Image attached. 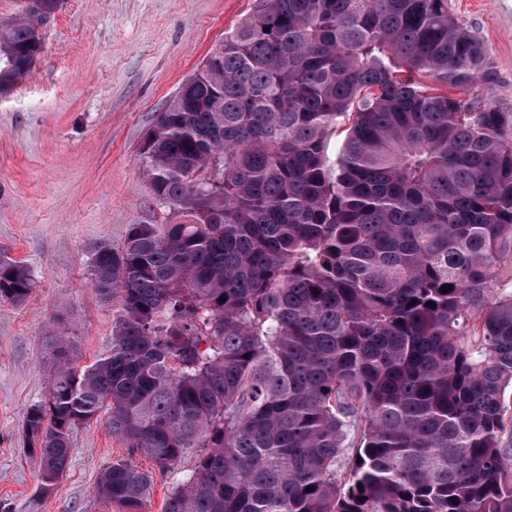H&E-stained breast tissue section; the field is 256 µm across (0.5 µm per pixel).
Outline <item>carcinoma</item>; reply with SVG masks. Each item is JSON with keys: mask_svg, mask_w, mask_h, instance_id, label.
<instances>
[{"mask_svg": "<svg viewBox=\"0 0 512 512\" xmlns=\"http://www.w3.org/2000/svg\"><path fill=\"white\" fill-rule=\"evenodd\" d=\"M256 2L145 136L183 220L94 247L109 352L78 368L51 333L41 494L104 414L128 456L190 463L163 512H512V113L424 84L492 81L482 43L448 0ZM56 5L0 25V90ZM33 287L0 257V301ZM153 484L118 459L95 490L146 512Z\"/></svg>", "mask_w": 512, "mask_h": 512, "instance_id": "cac0c4a2", "label": "carcinoma"}]
</instances>
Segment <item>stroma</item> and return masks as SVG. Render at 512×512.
<instances>
[{
    "instance_id": "obj_1",
    "label": "stroma",
    "mask_w": 512,
    "mask_h": 512,
    "mask_svg": "<svg viewBox=\"0 0 512 512\" xmlns=\"http://www.w3.org/2000/svg\"><path fill=\"white\" fill-rule=\"evenodd\" d=\"M254 7L255 0H58L38 25L33 70L0 94V252L36 281L23 305L0 301V512H120L95 492L103 466L129 457L102 419L73 431L66 475L50 494L39 492L23 422L46 385V328L54 322L69 333L79 365L107 349L113 311L91 286L93 249L120 243L129 225L173 219L145 177L144 137ZM448 11L480 39L496 70L475 96L512 113V0H448Z\"/></svg>"
}]
</instances>
